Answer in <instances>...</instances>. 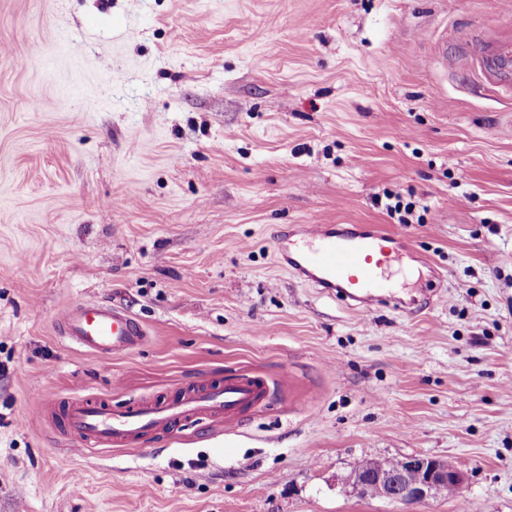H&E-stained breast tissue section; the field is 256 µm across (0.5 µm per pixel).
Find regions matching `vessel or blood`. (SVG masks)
<instances>
[{"mask_svg": "<svg viewBox=\"0 0 512 512\" xmlns=\"http://www.w3.org/2000/svg\"><path fill=\"white\" fill-rule=\"evenodd\" d=\"M466 56L470 68L488 86L512 82V36L489 41L472 38ZM404 239L376 228L341 234L331 224H307L293 250L282 260L305 283L322 288L369 313L385 298L391 273L401 260ZM58 336L95 354L130 352L149 335L145 323L106 302L82 301L58 320ZM259 377L241 375L185 389L172 398H153L115 408L98 399L71 401L65 426L84 447L126 446L198 417L229 426L267 397Z\"/></svg>", "mask_w": 512, "mask_h": 512, "instance_id": "1", "label": "vessel or blood"}]
</instances>
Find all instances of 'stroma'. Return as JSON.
Masks as SVG:
<instances>
[{"label": "stroma", "instance_id": "1", "mask_svg": "<svg viewBox=\"0 0 512 512\" xmlns=\"http://www.w3.org/2000/svg\"><path fill=\"white\" fill-rule=\"evenodd\" d=\"M474 32L512 0H0V512H512V90ZM294 224L387 227L417 276L357 312L277 264ZM80 300L148 339L75 348ZM244 373L232 428L89 454L61 414ZM416 454L461 492L348 482ZM466 56L483 85L501 86L512 82V34L495 41L472 38L467 44ZM384 199V203L383 199H380V204L391 217L398 215V223L410 224V218L413 216L416 208L415 202L408 201L404 203L401 195L392 193H384ZM58 336L95 354L130 352L149 335L145 323L127 310L99 301L71 306L58 320ZM349 482L362 498H369L370 492H374L375 498L392 504L410 505L433 498L443 487L438 495L452 496V488L459 491L464 486L465 476L449 461L412 455L389 465L367 460L350 474Z\"/></svg>", "mask_w": 512, "mask_h": 512}]
</instances>
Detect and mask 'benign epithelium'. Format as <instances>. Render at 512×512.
<instances>
[{"instance_id": "1", "label": "benign epithelium", "mask_w": 512, "mask_h": 512, "mask_svg": "<svg viewBox=\"0 0 512 512\" xmlns=\"http://www.w3.org/2000/svg\"><path fill=\"white\" fill-rule=\"evenodd\" d=\"M349 482L362 498L374 496L392 504L410 505L433 498L446 486L462 489L465 476L448 461L412 455L389 465L367 460L350 474Z\"/></svg>"}]
</instances>
